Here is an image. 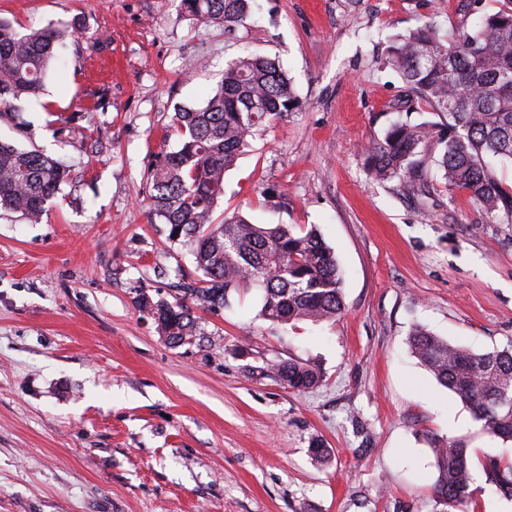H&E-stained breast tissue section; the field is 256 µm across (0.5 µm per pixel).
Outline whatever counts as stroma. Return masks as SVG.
I'll use <instances>...</instances> for the list:
<instances>
[{"mask_svg":"<svg viewBox=\"0 0 512 512\" xmlns=\"http://www.w3.org/2000/svg\"><path fill=\"white\" fill-rule=\"evenodd\" d=\"M434 2L258 0L228 32L180 0H0L18 30L76 29L42 95L0 117V141L71 169L41 223L0 210V512H434V437L470 449L466 512H512L481 469L512 445L408 344L415 323L477 352L512 343V224L440 180L423 212L360 153L402 116L404 82L382 63L393 37L474 19L469 0ZM247 47L279 62L299 107L226 172L214 219L316 228L345 310L281 325L243 286L195 308L197 336L174 346L139 299L183 300L199 272L155 216L149 172L177 147L176 109L202 106ZM288 360L321 383L270 376ZM270 369L282 384L296 391L312 389L322 380L318 370L297 361L277 362Z\"/></svg>","mask_w":512,"mask_h":512,"instance_id":"1","label":"stroma"}]
</instances>
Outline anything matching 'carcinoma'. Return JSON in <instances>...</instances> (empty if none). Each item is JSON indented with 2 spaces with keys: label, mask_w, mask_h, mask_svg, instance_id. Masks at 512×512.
<instances>
[{
  "label": "carcinoma",
  "mask_w": 512,
  "mask_h": 512,
  "mask_svg": "<svg viewBox=\"0 0 512 512\" xmlns=\"http://www.w3.org/2000/svg\"><path fill=\"white\" fill-rule=\"evenodd\" d=\"M194 19L224 25L227 31L246 17L252 0H180ZM66 31L41 28L21 32L0 17V112L43 91L55 48ZM410 95L444 121L405 120L363 152L376 180H395L404 193L426 200L434 180L448 190H465L493 219L512 224V189L498 178L497 165H512V0L494 13L446 38L427 21L398 34L385 59ZM298 109L290 80L279 64L248 48L224 68L214 94L198 108L178 109L172 126L179 148L163 155L151 171L154 212L168 227V239L190 244L200 286L196 305L216 311L243 283L262 291L259 315L291 324L331 321L341 315L343 277L331 248L316 229L288 224H257L241 216L214 223L224 197V175L249 138L274 120ZM437 152L432 165L425 151ZM69 167L36 150L0 143V209L37 222L46 205L67 183ZM165 339L179 346L197 335L196 318L182 302H154L144 296ZM412 353L472 412L481 430L512 442V345L474 352L453 345L422 325L409 333ZM271 372L296 391L318 386L321 374L297 361H282ZM437 478L438 512H462L476 487L469 448L458 439H431ZM486 482L512 501V462L489 457L482 463Z\"/></svg>",
  "instance_id": "1"
}]
</instances>
